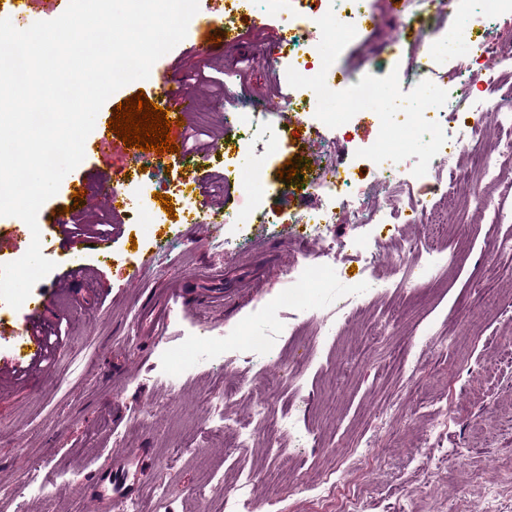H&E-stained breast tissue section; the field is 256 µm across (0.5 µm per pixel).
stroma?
I'll return each mask as SVG.
<instances>
[{
  "label": "stroma",
  "mask_w": 512,
  "mask_h": 512,
  "mask_svg": "<svg viewBox=\"0 0 512 512\" xmlns=\"http://www.w3.org/2000/svg\"><path fill=\"white\" fill-rule=\"evenodd\" d=\"M462 7L442 0L434 13L420 0H368L377 24L343 43L310 25L316 56L336 63L329 81L374 65L382 85L379 99L344 126L317 133L312 112L341 111L346 92L309 102L276 63L277 28L302 14L298 0H271L259 22L240 0L232 21L242 43L220 52L189 25L156 66L206 116L201 143L222 147L167 172L174 210L154 207L151 223L92 199L83 223L121 228L112 264L100 266L90 244L81 245L84 279L43 315L55 356L37 375L0 379V488L10 491L0 512H97L94 498L67 489L92 484L121 448L139 449L153 473L137 498L141 512H224L245 477L249 512H337L349 492L363 512H487L491 503L512 512V486L502 481L512 471V259L488 250L512 229L475 208L474 181L449 185L444 224L336 225L343 248L322 266V286L303 309L289 301L292 276L321 248L306 226L188 222L189 209L231 214L250 197L280 214L315 212L327 201L304 181L332 158L368 189L374 175L360 150L379 136L374 115L414 97L384 60L419 52L417 20L432 15L440 36L428 91L452 87L457 56L483 37L480 23L461 25ZM243 96L288 127V139L239 147L228 115ZM127 152L113 141L67 178L91 186L108 174L125 186L136 169ZM290 160L297 174L285 181L279 173ZM365 240L377 252L371 271L360 261ZM407 241L416 252L401 251ZM462 244L465 263L448 261L429 281L399 287L400 264L424 263L432 251L449 258ZM157 252L163 263L142 268ZM213 271L224 274L223 307L191 304L160 343L140 334L139 315L171 284L193 288ZM345 296L351 303L340 324L331 312ZM267 332V349L250 351L247 334ZM262 375L279 379L269 406L297 414L294 431L270 432L253 417L250 388ZM241 422L252 437L238 448L229 430ZM316 470L330 474L335 491L311 484Z\"/></svg>",
  "instance_id": "stroma-1"
}]
</instances>
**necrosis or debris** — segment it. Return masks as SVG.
I'll list each match as a JSON object with an SVG mask.
<instances>
[{
    "mask_svg": "<svg viewBox=\"0 0 512 512\" xmlns=\"http://www.w3.org/2000/svg\"><path fill=\"white\" fill-rule=\"evenodd\" d=\"M366 18L365 0H308L306 12L291 19L288 28L295 31L317 21L321 24L323 37L345 41L362 28ZM279 56L286 60L297 58L298 63L291 66L290 73L314 97L335 95V84L324 79L332 70V62L316 58L311 44L292 40L290 49L280 50ZM405 72L416 88L418 99L410 122L405 126L381 122L380 137L365 154L375 170L379 197L362 193L349 196L348 177L342 176L339 164L330 163L309 180L307 187L329 200H341L340 209L330 207L284 219L254 203L249 207L250 218L262 224H278L285 220L291 224L308 225L311 236L323 242L321 256L328 260L335 258L337 253L331 228L342 211L351 214L360 225L393 224L399 220L407 224L446 223V211L438 209L426 198L410 195L404 170L385 166L384 161L405 144L424 141L432 145L425 174L434 181L437 189H444L448 181L461 179V170L451 165L438 149L449 136L438 117L464 109L472 112L474 120L461 126L456 138L467 141L471 152L480 161L481 181L494 186L501 199L500 204L489 208L490 221L512 224V49L499 44L491 33L479 45L468 47L457 66L455 90L449 95L436 97L427 93V64L421 57H413ZM491 122L507 131L505 137L492 143L487 142L485 136L486 127Z\"/></svg>",
    "mask_w": 512,
    "mask_h": 512,
    "instance_id": "1",
    "label": "necrosis or debris"
}]
</instances>
